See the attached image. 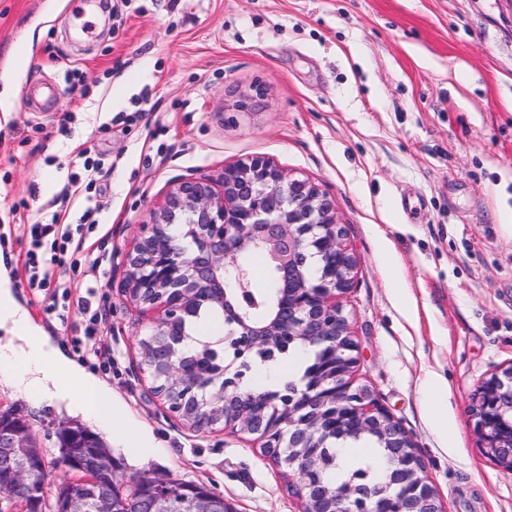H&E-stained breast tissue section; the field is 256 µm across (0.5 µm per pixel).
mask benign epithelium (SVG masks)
<instances>
[{
	"label": "benign epithelium",
	"instance_id": "obj_1",
	"mask_svg": "<svg viewBox=\"0 0 512 512\" xmlns=\"http://www.w3.org/2000/svg\"><path fill=\"white\" fill-rule=\"evenodd\" d=\"M259 251L273 263L279 299L275 312L262 320L251 316L257 306L251 271L243 262ZM122 295L152 315L154 336L183 335L185 316L200 301L224 309L227 364L224 387L212 393L213 411L190 427L205 431L215 421L256 436L260 447L296 452L294 486L300 512H445L430 483L426 465L412 436L366 386L353 387L359 347L352 338L342 298L354 283L357 258L336 224L328 195L308 179L290 178L274 160L255 156L224 168L219 183L207 177L174 183L162 204L141 225V238L124 255ZM235 301L228 302L227 278ZM287 336H299L323 349L324 360L311 385L281 401L273 414L266 407L240 404L232 377L238 362L276 348ZM167 370L152 375L155 392L176 386L193 388L201 370L168 360ZM480 449L512 471V364L480 383L471 409ZM14 424L0 425V468L8 475L6 495L26 506L40 501V485L32 479L37 453L29 425L11 414ZM336 432L370 430L380 435L400 460L390 484L403 492L391 502L379 492L358 494L353 507L326 504L316 478L323 457L325 426ZM145 512L158 506L164 484L142 481ZM195 512H224V501L200 495Z\"/></svg>",
	"mask_w": 512,
	"mask_h": 512
}]
</instances>
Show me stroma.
Returning <instances> with one entry per match:
<instances>
[{"label": "stroma", "instance_id": "stroma-1", "mask_svg": "<svg viewBox=\"0 0 512 512\" xmlns=\"http://www.w3.org/2000/svg\"><path fill=\"white\" fill-rule=\"evenodd\" d=\"M3 79L0 290L157 443L139 464L113 447L116 484L178 479L232 512L301 508L254 435L196 431L154 393L139 345L152 327L119 288L121 256L174 181L265 156L330 196L359 259L343 300L354 383L412 434L447 512H512V471L481 453L471 413L481 380L512 363V0H0ZM145 95L155 111L123 123ZM87 158L110 174L72 196L68 221L96 205L86 240L107 236L116 256L99 284L108 373L74 346L77 308L48 314L23 266L29 225L49 223ZM429 371L453 438L419 393ZM8 409L51 461L62 428H98L0 384Z\"/></svg>", "mask_w": 512, "mask_h": 512}]
</instances>
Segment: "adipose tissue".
Here are the masks:
<instances>
[{
  "instance_id": "obj_1",
  "label": "adipose tissue",
  "mask_w": 512,
  "mask_h": 512,
  "mask_svg": "<svg viewBox=\"0 0 512 512\" xmlns=\"http://www.w3.org/2000/svg\"><path fill=\"white\" fill-rule=\"evenodd\" d=\"M2 322L11 324L16 337L0 345V382L35 402H63L103 422L111 428L113 442L132 460H143L153 454V440L128 422L119 401L99 380L66 362L56 348L27 335L24 314L14 308L6 294L0 295ZM63 371L75 378V385L59 383L58 376Z\"/></svg>"
}]
</instances>
